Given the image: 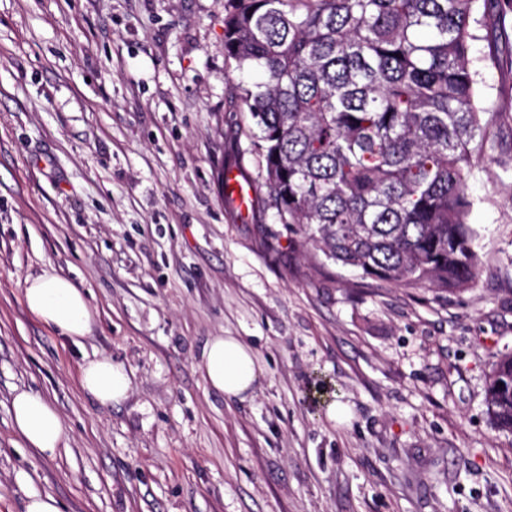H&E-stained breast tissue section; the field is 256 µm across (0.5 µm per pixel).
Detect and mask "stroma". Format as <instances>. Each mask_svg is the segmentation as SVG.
Returning <instances> with one entry per match:
<instances>
[{"instance_id":"35a3bbf8","label":"stroma","mask_w":512,"mask_h":512,"mask_svg":"<svg viewBox=\"0 0 512 512\" xmlns=\"http://www.w3.org/2000/svg\"><path fill=\"white\" fill-rule=\"evenodd\" d=\"M470 56L496 111L468 177L479 274L406 288L305 256L281 224L224 54V0H0V512H512V434L487 379L512 354V20ZM255 189L225 197V168ZM87 297L72 340L27 311L29 276ZM214 336L263 371L209 387ZM124 366L103 405L86 360ZM66 430L28 448L15 392ZM345 415L331 419L330 404ZM201 366L209 386L229 399L245 401L262 374L249 346L235 336H214L204 346ZM82 389L103 405L119 403L130 390V378L123 366L109 357H99L81 367Z\"/></svg>"}]
</instances>
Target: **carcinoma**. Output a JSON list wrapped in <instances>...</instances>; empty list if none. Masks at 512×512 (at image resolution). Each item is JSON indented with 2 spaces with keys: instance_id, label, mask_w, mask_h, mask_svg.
I'll return each mask as SVG.
<instances>
[{
  "instance_id": "1",
  "label": "carcinoma",
  "mask_w": 512,
  "mask_h": 512,
  "mask_svg": "<svg viewBox=\"0 0 512 512\" xmlns=\"http://www.w3.org/2000/svg\"><path fill=\"white\" fill-rule=\"evenodd\" d=\"M500 0H225L224 54L282 224L362 277L459 290L478 275L467 179L488 109L470 48ZM512 433V354L486 385Z\"/></svg>"
}]
</instances>
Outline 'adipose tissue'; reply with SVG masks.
I'll return each instance as SVG.
<instances>
[{
	"label": "adipose tissue",
	"mask_w": 512,
	"mask_h": 512,
	"mask_svg": "<svg viewBox=\"0 0 512 512\" xmlns=\"http://www.w3.org/2000/svg\"><path fill=\"white\" fill-rule=\"evenodd\" d=\"M23 296L36 319L74 339L86 335L91 308L84 293L68 279L54 275L26 278ZM201 366L212 389L240 401L252 395L262 374L251 348L234 336L212 337L202 350ZM81 386L107 405L126 399L130 378L123 366L99 357L82 366ZM12 411L25 442L42 454L55 456L64 442L65 428L53 405L42 395L24 390L14 395Z\"/></svg>",
	"instance_id": "obj_1"
}]
</instances>
